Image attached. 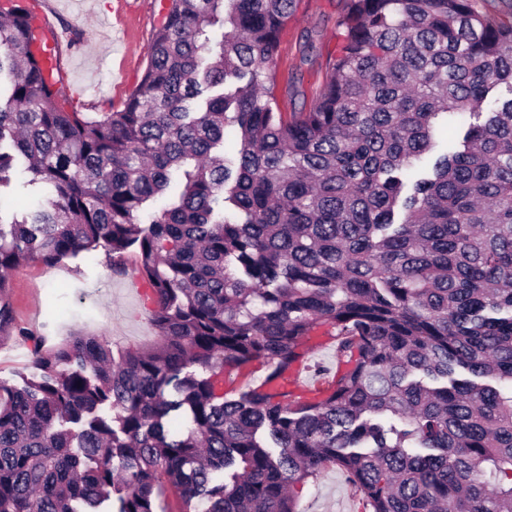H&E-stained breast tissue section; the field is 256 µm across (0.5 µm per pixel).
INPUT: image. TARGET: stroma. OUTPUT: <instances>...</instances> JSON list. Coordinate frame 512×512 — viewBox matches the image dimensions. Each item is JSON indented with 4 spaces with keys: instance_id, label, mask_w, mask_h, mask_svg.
Returning a JSON list of instances; mask_svg holds the SVG:
<instances>
[{
    "instance_id": "obj_1",
    "label": "stroma",
    "mask_w": 512,
    "mask_h": 512,
    "mask_svg": "<svg viewBox=\"0 0 512 512\" xmlns=\"http://www.w3.org/2000/svg\"><path fill=\"white\" fill-rule=\"evenodd\" d=\"M50 26L80 35L59 47L62 94L80 111L121 106L137 86L148 62L154 28L168 0H42ZM342 0H301L284 33L276 61V96L281 111L298 112L316 101L326 79V59L338 42L336 18ZM126 270L114 272L105 250L94 259L67 256L55 266L61 278L46 281L32 262L12 273L11 303L18 327L52 347L72 336H100L124 346L158 342L147 307L125 286L138 276L134 251ZM30 345L19 337L0 340V383L21 385L32 376ZM299 512H365L345 476L328 467L294 489Z\"/></svg>"
}]
</instances>
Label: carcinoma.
<instances>
[{
    "label": "carcinoma",
    "mask_w": 512,
    "mask_h": 512,
    "mask_svg": "<svg viewBox=\"0 0 512 512\" xmlns=\"http://www.w3.org/2000/svg\"><path fill=\"white\" fill-rule=\"evenodd\" d=\"M298 3L169 0L140 83L95 117L32 51L30 9L0 10V335L11 272L101 246L115 271L136 249L160 336L19 332L37 375L0 385V512H158L166 489L178 512H298L328 465L369 512H512V23L345 0L317 103L288 114ZM441 123L465 127L449 148ZM18 164L48 197L7 222ZM320 329L345 371L317 401L274 393ZM255 362L259 385L216 388Z\"/></svg>",
    "instance_id": "1"
}]
</instances>
